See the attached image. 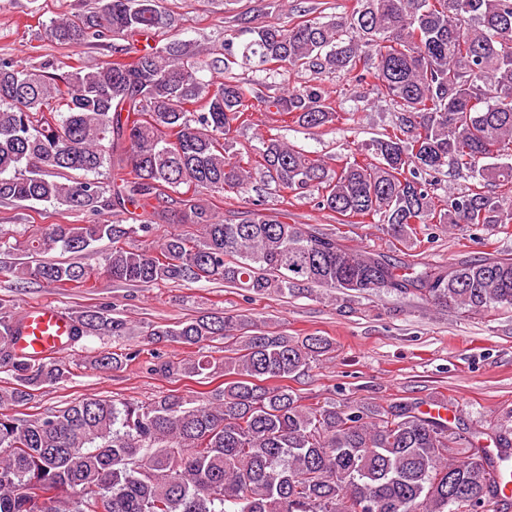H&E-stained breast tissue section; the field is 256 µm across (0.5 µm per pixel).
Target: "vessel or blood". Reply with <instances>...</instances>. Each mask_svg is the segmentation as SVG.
I'll use <instances>...</instances> for the list:
<instances>
[{
    "label": "vessel or blood",
    "mask_w": 512,
    "mask_h": 512,
    "mask_svg": "<svg viewBox=\"0 0 512 512\" xmlns=\"http://www.w3.org/2000/svg\"><path fill=\"white\" fill-rule=\"evenodd\" d=\"M18 346L27 355L51 358L72 348L74 321L51 305L29 308L21 319Z\"/></svg>",
    "instance_id": "1"
}]
</instances>
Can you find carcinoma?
Masks as SVG:
<instances>
[{
	"label": "carcinoma",
	"mask_w": 512,
	"mask_h": 512,
	"mask_svg": "<svg viewBox=\"0 0 512 512\" xmlns=\"http://www.w3.org/2000/svg\"><path fill=\"white\" fill-rule=\"evenodd\" d=\"M162 0H107L95 13L45 26L47 40L78 47L110 32L150 37L167 26ZM224 47V68L255 72L341 73L393 106V132L355 148L336 169L270 136L253 149L258 170L278 191L317 194V205L368 218L397 239L416 224L488 226L512 222V202L488 187L512 186V0H351L323 20L240 30ZM60 74L0 60V202H53L96 215L180 187V222L153 249L126 240L154 235L157 223L50 224L29 250L79 256L104 240L112 251L92 268L77 261L1 264L18 282L96 287L106 276L131 284L222 280L255 297L310 286L365 297L414 296L476 314L512 308V258L455 266L405 264L345 248L336 235L290 224L288 213L246 212L236 223L197 199L204 192L244 197L253 168L235 152L253 113L272 112L307 129L339 120L319 87L277 97L237 81L204 79L217 68L195 44L171 39ZM465 172L485 190L437 193L429 176ZM112 171V185L93 178ZM112 197H107V193ZM75 342H116L135 334L108 306L72 313ZM244 314L212 313L150 325L151 343L190 350L224 338V360L190 356L177 374L224 376L212 398L164 395L148 403L85 397L43 417L0 413V512H491L512 481V427H452L404 401L312 407L265 381L307 372L332 346L324 336L295 339L248 333ZM18 321L0 311V367L14 378L0 406L27 405L34 392L66 381L60 358L14 350ZM139 350L95 358L103 368L135 361ZM497 454L488 453L487 442Z\"/></svg>",
	"instance_id": "cac0c4a2"
}]
</instances>
